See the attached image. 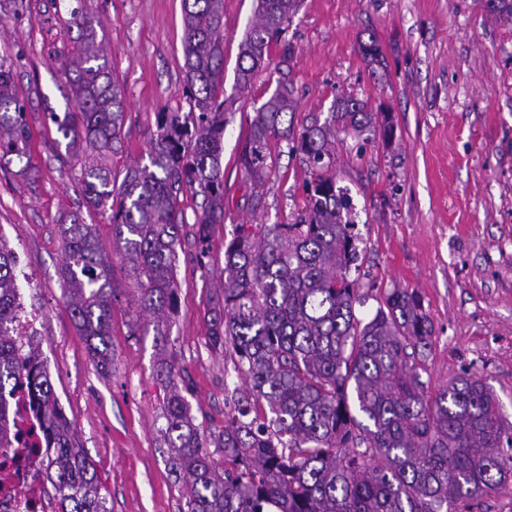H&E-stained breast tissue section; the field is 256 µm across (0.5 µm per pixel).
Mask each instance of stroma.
Listing matches in <instances>:
<instances>
[{
  "mask_svg": "<svg viewBox=\"0 0 512 512\" xmlns=\"http://www.w3.org/2000/svg\"><path fill=\"white\" fill-rule=\"evenodd\" d=\"M90 18L125 102L109 159L123 179L146 161L158 111L185 112L181 0H0V59L12 64L31 129L37 177L19 176V161L0 163V240L28 274L27 311L39 318L34 344L81 448L94 462L109 512H183L181 481L171 471L159 430L164 389L161 358L201 434H217L240 381L229 350L213 347L208 311L224 246L236 225L292 224L304 212L310 172L286 142L272 144L276 173L267 211L243 208L238 143L254 109L291 83L295 124L327 117L353 97L386 113L391 139L336 133L338 186L348 188L362 251L358 271L368 298L359 317L394 288L418 292L434 326L420 375L436 390L463 373L481 379L512 423V24L478 0H304L270 65L248 92L233 90L239 44L255 0H224L223 223L215 225L205 261L193 246L201 196L184 189L177 248V306L158 340L136 325L134 280L112 243L110 208L88 206L80 191L83 155L48 120L68 105L64 62L73 49L72 9ZM376 40L384 60L371 70L360 47ZM93 225L112 257L120 292L112 305L109 370L99 373L67 302L60 268L62 216Z\"/></svg>",
  "mask_w": 512,
  "mask_h": 512,
  "instance_id": "35a3bbf8",
  "label": "stroma"
}]
</instances>
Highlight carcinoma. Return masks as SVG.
Listing matches in <instances>:
<instances>
[{"label":"carcinoma","instance_id":"cac0c4a2","mask_svg":"<svg viewBox=\"0 0 512 512\" xmlns=\"http://www.w3.org/2000/svg\"><path fill=\"white\" fill-rule=\"evenodd\" d=\"M512 24V0H480ZM301 0H257L239 44L234 90L244 93L281 42ZM187 112L157 113L148 163L125 169L120 186L108 164L124 116L121 88L85 16L71 13L77 45L65 61L70 100L48 113L70 143L93 151L82 172L87 204H110L116 248L137 288L136 321L152 318L157 335L176 305V247L184 187L203 196L195 244L206 256L211 229L224 223L221 172L224 129V0H182ZM294 89L278 82L255 109L241 140L243 204L266 210L275 172L270 143L303 156L311 179L306 212L295 224H239L224 247L217 300L208 321L213 346L232 348L248 393L231 395L233 411L213 438L219 470L174 379L161 361L166 390L160 429L184 481V512H471L482 500L512 492V425L494 391L467 373L435 393L420 379L418 359L433 345L420 295L393 288L369 318H360L362 287L352 271L360 252L352 232V199L336 186V124L356 136H391L388 121L354 98L325 120L295 127ZM25 105L13 66L0 62V155L29 158ZM68 304L92 357L110 362L112 303L119 288L93 225L61 219ZM17 297L14 256L0 243V366L16 337L9 331ZM42 398L44 432L53 452L49 477L61 512H108L92 460L61 417L43 366L15 374Z\"/></svg>","mask_w":512,"mask_h":512}]
</instances>
